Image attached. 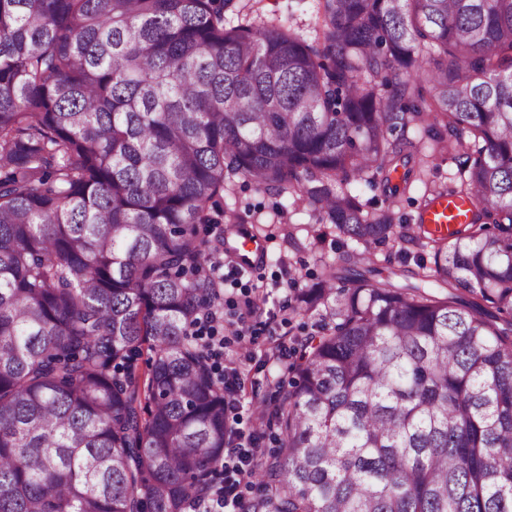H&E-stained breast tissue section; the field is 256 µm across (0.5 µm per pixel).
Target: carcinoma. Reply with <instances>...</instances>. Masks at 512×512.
Instances as JSON below:
<instances>
[{"label": "carcinoma", "mask_w": 512, "mask_h": 512, "mask_svg": "<svg viewBox=\"0 0 512 512\" xmlns=\"http://www.w3.org/2000/svg\"><path fill=\"white\" fill-rule=\"evenodd\" d=\"M233 7L0 0V512H186L210 485L232 432L189 327L235 177L355 243L294 289L317 330L278 345L244 512H512V0H318L312 42ZM413 127L458 160L421 208L472 203L446 236L396 216ZM387 242L430 261L377 281Z\"/></svg>", "instance_id": "carcinoma-1"}]
</instances>
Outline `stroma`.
<instances>
[{
    "instance_id": "1",
    "label": "stroma",
    "mask_w": 512,
    "mask_h": 512,
    "mask_svg": "<svg viewBox=\"0 0 512 512\" xmlns=\"http://www.w3.org/2000/svg\"><path fill=\"white\" fill-rule=\"evenodd\" d=\"M275 19L314 40L317 0H236L235 9L225 14L226 23L233 26ZM228 209L266 247L253 269L244 271L237 282L224 284L223 364L239 374L240 427L248 435L257 426L259 411L273 403L272 393L255 390L254 382L268 378L284 387L290 379L286 358L272 355L274 346L312 330V319L288 311L292 291L287 283L294 280L299 287H311L322 273L323 261L337 259L342 247L334 226L322 223L310 206L290 194L268 192L237 178L217 199V214ZM247 297L254 301V312L245 318L241 303Z\"/></svg>"
}]
</instances>
